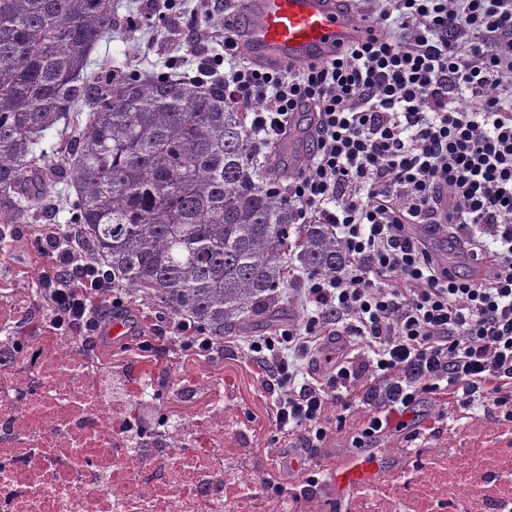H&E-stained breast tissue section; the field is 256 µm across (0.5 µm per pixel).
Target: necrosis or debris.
Segmentation results:
<instances>
[{"instance_id":"4bbe7bcc","label":"necrosis or debris","mask_w":512,"mask_h":512,"mask_svg":"<svg viewBox=\"0 0 512 512\" xmlns=\"http://www.w3.org/2000/svg\"><path fill=\"white\" fill-rule=\"evenodd\" d=\"M261 466L223 380L119 372L0 306V512H323L257 491ZM350 512H512V448L427 449Z\"/></svg>"}]
</instances>
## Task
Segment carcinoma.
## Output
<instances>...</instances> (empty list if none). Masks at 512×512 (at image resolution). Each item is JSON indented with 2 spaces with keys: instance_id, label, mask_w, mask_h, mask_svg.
I'll use <instances>...</instances> for the list:
<instances>
[{
  "instance_id": "1",
  "label": "carcinoma",
  "mask_w": 512,
  "mask_h": 512,
  "mask_svg": "<svg viewBox=\"0 0 512 512\" xmlns=\"http://www.w3.org/2000/svg\"><path fill=\"white\" fill-rule=\"evenodd\" d=\"M116 0H0V224H34L59 194L90 259L214 344L275 315L282 261L330 277L344 261L326 224L295 225L258 167L295 164L284 142L261 155L218 73H144L127 62L91 70L116 28ZM63 126L64 162L37 152Z\"/></svg>"
}]
</instances>
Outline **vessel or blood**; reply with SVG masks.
Wrapping results in <instances>:
<instances>
[{
	"mask_svg": "<svg viewBox=\"0 0 512 512\" xmlns=\"http://www.w3.org/2000/svg\"><path fill=\"white\" fill-rule=\"evenodd\" d=\"M258 20L238 32L240 48L261 65L288 67L320 62L366 40L368 26L352 21L340 0H256ZM375 462L355 458L334 474L337 493L371 482Z\"/></svg>",
	"mask_w": 512,
	"mask_h": 512,
	"instance_id": "obj_1",
	"label": "vessel or blood"
}]
</instances>
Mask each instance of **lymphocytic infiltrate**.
I'll use <instances>...</instances> for the list:
<instances>
[{"label":"lymphocytic infiltrate","instance_id":"1","mask_svg":"<svg viewBox=\"0 0 512 512\" xmlns=\"http://www.w3.org/2000/svg\"><path fill=\"white\" fill-rule=\"evenodd\" d=\"M390 2L366 16L373 36L339 56L224 77L226 102L261 103L255 145L313 113V154L279 193L297 223L329 225L346 250L336 276L294 274L304 326L251 346L271 354L278 429L306 448L323 446L332 406L372 407L360 443L442 396L456 412L480 405L512 421V0ZM440 229L486 263L482 281L428 249L425 234ZM42 250L54 329L97 335L90 299L111 278L64 239ZM328 336L359 349L296 383L280 351L305 357Z\"/></svg>","mask_w":512,"mask_h":512}]
</instances>
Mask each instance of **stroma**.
I'll list each match as a JSON object with an SVG mask.
<instances>
[{"mask_svg":"<svg viewBox=\"0 0 512 512\" xmlns=\"http://www.w3.org/2000/svg\"><path fill=\"white\" fill-rule=\"evenodd\" d=\"M117 16L133 21V32L114 31L101 42L95 55L97 63L128 59L144 72L173 69L195 75L201 57L223 58L224 68L234 62L224 55L223 17L212 14L210 0H177L175 9H168L165 0H117ZM173 21L176 38H169L164 21ZM202 30L208 37L200 51L188 50L184 37L188 31ZM52 217L27 225L23 237L8 236L0 247V303L17 308L33 309L40 319H47L49 301L41 278L48 270L49 260L40 250L41 239L50 234H62L67 213L61 203H54ZM124 302L125 312L134 317L135 331L123 343L113 345L112 362L133 366L158 362L168 369L187 372L204 368L206 372L234 382L238 391L237 406L254 432L253 446L266 456L270 474L281 486L291 488L304 482L310 470L321 471L319 494L328 498L330 512H346V499L329 495V483L336 467L354 457L377 460L380 471L396 469L402 462L401 448L406 447L405 432L388 431L363 446L352 441L362 428L367 408L354 407L346 414L342 431H329L324 448L318 453L300 446L297 437L282 434L275 425V397L260 384L261 357L253 353V341L296 327L305 322L304 312L294 291L282 290L276 320L262 317L253 320L248 332L232 331L224 336L223 347L210 351L190 350L181 344L176 323L159 314L152 306L142 304L128 290L117 292ZM442 444L450 448L494 446L512 448V422L499 421L493 413L475 408L471 414L455 418L450 427L437 434L421 433L415 445L430 448Z\"/></svg>","mask_w":512,"mask_h":512,"instance_id":"1","label":"stroma"}]
</instances>
